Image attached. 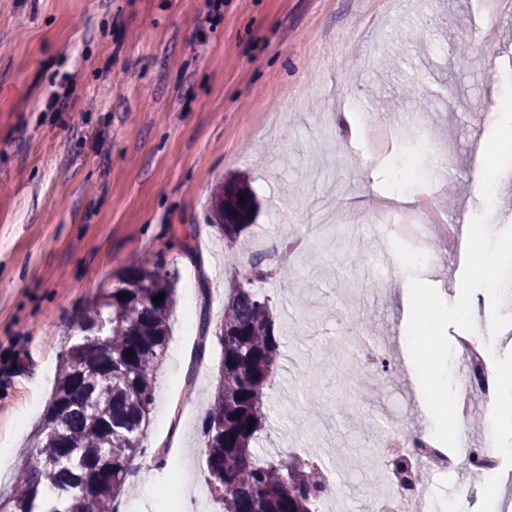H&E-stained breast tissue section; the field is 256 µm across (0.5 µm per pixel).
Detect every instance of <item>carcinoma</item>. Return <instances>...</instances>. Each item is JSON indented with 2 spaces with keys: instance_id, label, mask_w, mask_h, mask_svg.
<instances>
[{
  "instance_id": "carcinoma-1",
  "label": "carcinoma",
  "mask_w": 512,
  "mask_h": 512,
  "mask_svg": "<svg viewBox=\"0 0 512 512\" xmlns=\"http://www.w3.org/2000/svg\"><path fill=\"white\" fill-rule=\"evenodd\" d=\"M260 209L247 180L229 179L211 195L209 227L231 247ZM169 249L130 262L82 310L78 336L59 355L35 439L37 455L48 449L54 460L21 469L11 512H114L112 501L146 437L155 369L170 336L177 270L166 261ZM274 277L266 255L257 252L245 272L224 281V318L215 331L222 371L204 425L206 482L224 512H315L324 493L312 460L282 453L260 462L254 455L281 356L272 298L254 283ZM159 293L164 300L156 304ZM41 485L70 496L73 510L62 508L59 496L43 497Z\"/></svg>"
}]
</instances>
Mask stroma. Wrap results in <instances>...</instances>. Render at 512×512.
Here are the masks:
<instances>
[{
  "label": "stroma",
  "instance_id": "stroma-1",
  "mask_svg": "<svg viewBox=\"0 0 512 512\" xmlns=\"http://www.w3.org/2000/svg\"><path fill=\"white\" fill-rule=\"evenodd\" d=\"M0 0V452L35 459L57 356L95 292L167 248L179 274L145 445L118 512H194L206 470L204 413L221 347L163 462L164 436L194 357L202 281L232 275L236 249L299 241L270 289L281 358L257 455L315 448L341 476L346 512H379L387 442L432 432L400 338L409 275L377 223L432 206L455 227L419 277L459 293L461 241L482 213V145L497 121L498 70L512 60V0ZM469 47L459 61L456 41ZM62 111L45 109L63 79ZM249 177L263 203L236 249L201 245L214 189ZM433 188L424 204L425 188ZM189 243L193 256L171 246ZM345 326L340 346L320 330ZM469 488L466 512H495L502 472L465 465L424 480L416 512Z\"/></svg>",
  "mask_w": 512,
  "mask_h": 512
}]
</instances>
